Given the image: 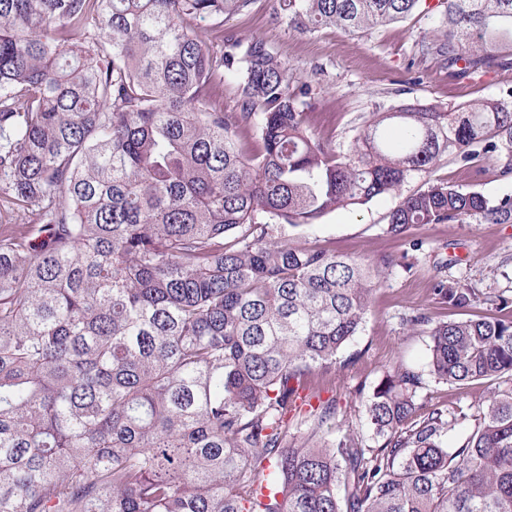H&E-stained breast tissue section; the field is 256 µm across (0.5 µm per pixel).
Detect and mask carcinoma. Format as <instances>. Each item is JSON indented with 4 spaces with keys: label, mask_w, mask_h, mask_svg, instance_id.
<instances>
[{
    "label": "carcinoma",
    "mask_w": 512,
    "mask_h": 512,
    "mask_svg": "<svg viewBox=\"0 0 512 512\" xmlns=\"http://www.w3.org/2000/svg\"><path fill=\"white\" fill-rule=\"evenodd\" d=\"M252 2L0 0V512H512V386L450 450L469 415L417 403L400 364L349 405L383 443L326 438L336 401L311 406L306 379L348 366L386 262L274 235L449 157L512 174V101L374 112L338 153L266 41L215 58L190 27ZM278 5L351 34L433 12L419 59L512 70V0ZM466 223L512 224V196L430 178L388 232ZM407 326L429 327L436 379L512 381V318ZM300 403L313 423L292 432Z\"/></svg>",
    "instance_id": "1"
}]
</instances>
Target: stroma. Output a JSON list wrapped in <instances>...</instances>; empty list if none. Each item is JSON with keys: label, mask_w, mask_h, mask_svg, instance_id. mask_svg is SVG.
<instances>
[{"label": "stroma", "mask_w": 512, "mask_h": 512, "mask_svg": "<svg viewBox=\"0 0 512 512\" xmlns=\"http://www.w3.org/2000/svg\"><path fill=\"white\" fill-rule=\"evenodd\" d=\"M275 0H254L244 12L216 33L210 22H199L213 54L223 41L248 43L264 39L284 60L295 81L311 83L315 97L310 110L318 132L345 151L363 121L374 112L404 104L457 106L481 98L512 100V71H488L470 79L417 60L416 44L429 35L433 17L413 15L403 22L364 34L338 28L304 32L275 16ZM434 178L472 188L489 198L512 194V176L498 164L478 158L471 168L448 161ZM399 197L385 196L355 210H339L305 227L280 225L281 238L368 260L388 259L381 283L373 292L362 331L347 347L354 361L345 372L315 374L310 387L322 399L337 401L336 421L361 435L368 445L377 440L364 417L348 414L346 401L356 389L372 392L384 373L404 364L420 376L417 401L428 407L463 408L477 413L489 394L487 386L444 383L427 364L429 338L408 330L406 318L419 312L441 319L478 316L512 317V224H419L400 236L388 233V215ZM468 288L471 306L463 311L436 300L439 282Z\"/></svg>", "instance_id": "35a3bbf8"}]
</instances>
